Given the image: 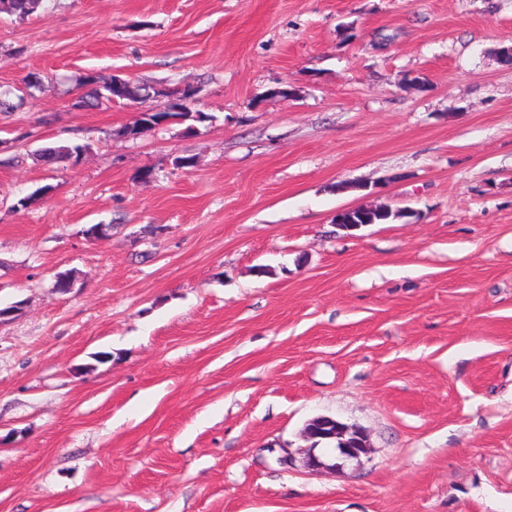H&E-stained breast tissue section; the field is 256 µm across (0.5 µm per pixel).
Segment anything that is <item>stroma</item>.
<instances>
[{
    "instance_id": "obj_1",
    "label": "stroma",
    "mask_w": 512,
    "mask_h": 512,
    "mask_svg": "<svg viewBox=\"0 0 512 512\" xmlns=\"http://www.w3.org/2000/svg\"><path fill=\"white\" fill-rule=\"evenodd\" d=\"M507 48L512 0L0 14V512H512ZM89 72L206 119L123 136L138 106L72 107ZM380 204L418 217L333 220ZM318 415L360 461L304 467Z\"/></svg>"
}]
</instances>
